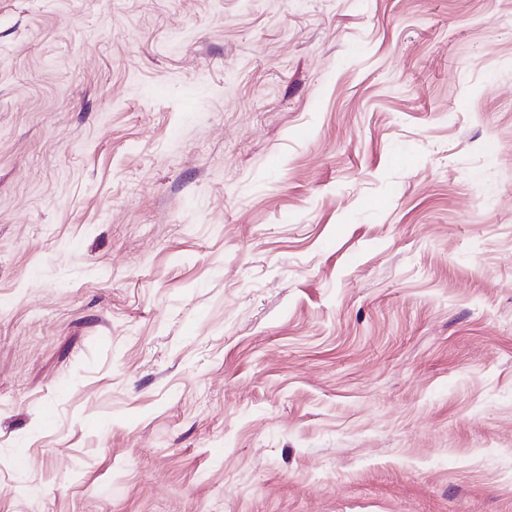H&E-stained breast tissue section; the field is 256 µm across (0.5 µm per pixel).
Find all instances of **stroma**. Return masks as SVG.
<instances>
[{"mask_svg": "<svg viewBox=\"0 0 512 512\" xmlns=\"http://www.w3.org/2000/svg\"><path fill=\"white\" fill-rule=\"evenodd\" d=\"M0 512H512V0H0Z\"/></svg>", "mask_w": 512, "mask_h": 512, "instance_id": "35a3bbf8", "label": "stroma"}]
</instances>
